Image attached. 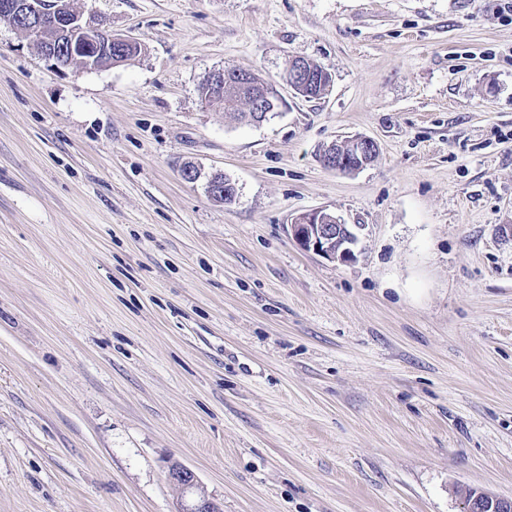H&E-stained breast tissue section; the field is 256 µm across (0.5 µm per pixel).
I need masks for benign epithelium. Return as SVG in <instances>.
I'll return each mask as SVG.
<instances>
[{
    "label": "benign epithelium",
    "instance_id": "1",
    "mask_svg": "<svg viewBox=\"0 0 512 512\" xmlns=\"http://www.w3.org/2000/svg\"><path fill=\"white\" fill-rule=\"evenodd\" d=\"M0 13L8 17L24 19L20 29L36 40L43 32H55L53 40L42 48V54L52 65L60 68L78 60L89 65L102 55L112 54V47L126 42V38L100 32L96 39L78 38L91 27L82 23L80 17L70 8V0H0ZM223 77L233 87L245 88L250 85V76L239 70L216 71L210 80ZM286 82L293 92L310 99L317 91H326L330 86L329 74L308 67L307 60L295 57L288 61ZM257 110L249 116L250 121L260 122L268 113L284 104L277 89H262L254 96ZM379 147L369 138L353 137L333 142L322 155L323 165L338 173H350L371 163ZM295 242L305 251H312L340 264L355 260L354 246L357 236L352 227L325 210H313L298 216L291 224ZM170 479L178 484L185 494V502L178 512H222L213 501L198 493L195 474L182 466L169 471ZM467 512H512V498H501L478 493L468 503Z\"/></svg>",
    "mask_w": 512,
    "mask_h": 512
}]
</instances>
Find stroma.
<instances>
[{
  "label": "stroma",
  "mask_w": 512,
  "mask_h": 512,
  "mask_svg": "<svg viewBox=\"0 0 512 512\" xmlns=\"http://www.w3.org/2000/svg\"><path fill=\"white\" fill-rule=\"evenodd\" d=\"M71 5L139 48L60 71L0 21V512H178L175 463L223 512L512 497L503 0ZM295 56L323 96L287 86ZM229 67L283 106L205 98ZM350 137L375 161L325 168ZM315 209L354 261L295 243ZM308 62L300 57L289 59L286 82L296 95L310 99L318 90H321L320 96L325 93L330 86V77L324 69L318 72L308 68ZM246 70V69H241ZM252 81L259 85H268V82L260 79L254 72L250 70H246ZM219 75L223 77L224 82L227 85L233 87H224L221 85L222 90H224V110L225 112H237L238 116L241 119H246L247 114H252L249 116L251 122H260L263 121L268 113L275 111L280 106L284 104V101L279 94L278 90L273 87L272 90L263 89L260 93L254 96L255 105H257L258 109L253 112L252 110V100L251 97L246 92H240L234 87L246 88L251 85L250 76L243 71L239 70H225L222 69L220 71H215L209 77L210 80L214 81ZM379 147L369 138L353 137L333 142L322 155L323 165L338 173H350L371 163ZM295 242L305 251H312L340 264L355 260L357 236L349 224L326 210H313L298 216L291 224Z\"/></svg>",
  "instance_id": "35a3bbf8"
}]
</instances>
